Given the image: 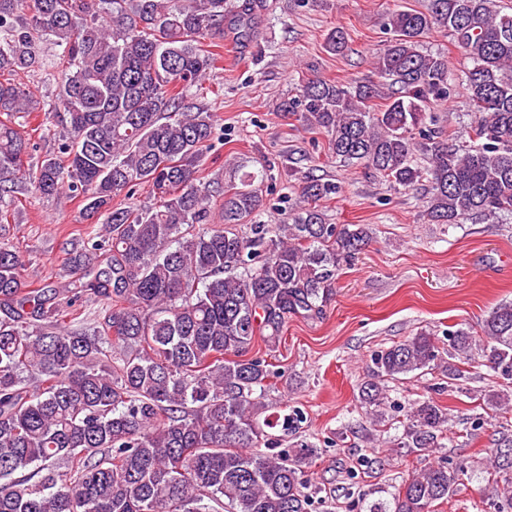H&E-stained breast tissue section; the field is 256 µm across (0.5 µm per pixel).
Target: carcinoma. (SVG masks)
Segmentation results:
<instances>
[{"mask_svg":"<svg viewBox=\"0 0 512 512\" xmlns=\"http://www.w3.org/2000/svg\"><path fill=\"white\" fill-rule=\"evenodd\" d=\"M226 18L237 43L252 41L253 12L229 0H0V176L20 173L27 150L15 118L43 109L14 75L44 65L49 40L62 76L49 111L64 135L33 183L44 196L82 197L105 231L98 239L92 224L73 243L65 298L22 287L24 260L0 242V512H312L317 449H280L264 434L257 417L278 373L250 345L258 334L276 343L292 316L322 313L373 229L325 222L317 202L341 191L334 183L306 178L308 205L272 227L253 223L265 208L257 174L222 191L200 177L217 120L185 97L217 69L204 42ZM387 29L375 72L394 90L313 79L278 111L325 134L333 157L422 194L434 224L512 217V13L498 0H428L389 13ZM433 30L472 62L463 141L430 112L450 97L448 56L420 51ZM326 49L344 54L346 32L332 29ZM136 186L155 203L112 204ZM83 297L106 302L102 322L65 328L64 308ZM475 350L512 384V302L478 336L448 331L444 353L427 331L376 352L361 402L382 421L389 384L434 369L457 381ZM482 400L501 410L509 395ZM301 420L293 410L264 423L295 430ZM401 426L396 447L430 453L448 408L419 401ZM488 464L495 496L475 508L512 509V434ZM471 469L441 459L370 512H435Z\"/></svg>","mask_w":512,"mask_h":512,"instance_id":"carcinoma-1","label":"carcinoma"}]
</instances>
